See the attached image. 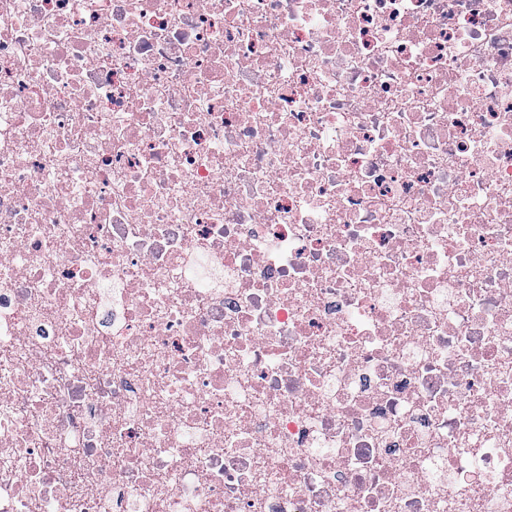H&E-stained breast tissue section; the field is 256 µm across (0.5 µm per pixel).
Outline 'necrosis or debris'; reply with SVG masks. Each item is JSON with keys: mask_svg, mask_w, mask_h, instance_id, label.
Returning a JSON list of instances; mask_svg holds the SVG:
<instances>
[{"mask_svg": "<svg viewBox=\"0 0 512 512\" xmlns=\"http://www.w3.org/2000/svg\"><path fill=\"white\" fill-rule=\"evenodd\" d=\"M0 512H512V0H0Z\"/></svg>", "mask_w": 512, "mask_h": 512, "instance_id": "obj_1", "label": "necrosis or debris"}]
</instances>
